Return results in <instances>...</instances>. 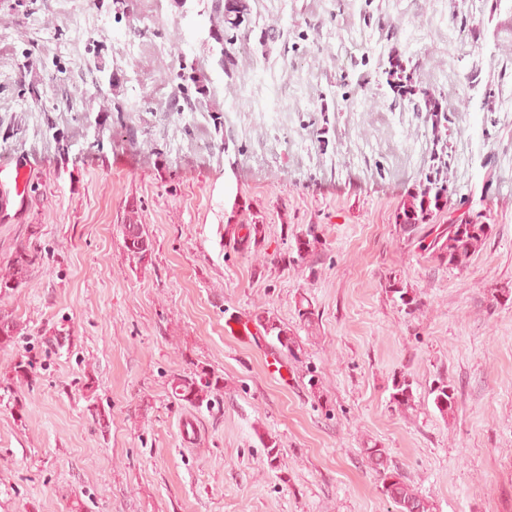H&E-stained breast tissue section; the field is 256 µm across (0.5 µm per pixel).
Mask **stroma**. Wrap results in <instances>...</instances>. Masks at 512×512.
Instances as JSON below:
<instances>
[{
    "instance_id": "1",
    "label": "stroma",
    "mask_w": 512,
    "mask_h": 512,
    "mask_svg": "<svg viewBox=\"0 0 512 512\" xmlns=\"http://www.w3.org/2000/svg\"><path fill=\"white\" fill-rule=\"evenodd\" d=\"M206 2L0 0V157L32 166L0 218V269L19 246L41 253L0 297L22 325L0 350V512H395L368 448L434 512H512V299L491 295L512 290V0H238L247 35L225 70ZM183 60L202 75L192 112L173 107ZM393 62L447 124L398 103ZM432 173L448 196L403 232ZM129 222L148 263L124 247ZM464 222L492 231L466 267L441 263L427 243ZM244 224L264 227L246 249ZM200 366L218 396L175 400L173 376ZM403 375L405 411L390 403ZM122 234L127 253L139 263L148 262L153 252V241L142 224H123ZM389 287L388 292L391 294L392 301L406 315H412L419 309L420 302L416 295L408 288H404L400 281L394 280L392 284H389ZM256 319L264 329L268 336H273L282 348H286L288 352H294L296 340L294 333L288 326L281 324L275 318L270 316H256ZM390 394V403L397 409H409L414 404V393L412 381L403 377L395 380Z\"/></svg>"
}]
</instances>
